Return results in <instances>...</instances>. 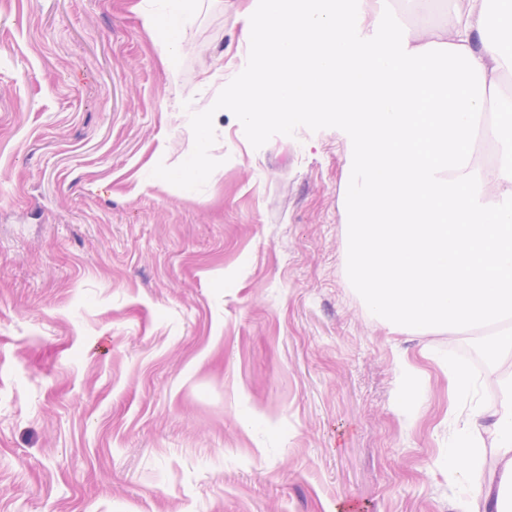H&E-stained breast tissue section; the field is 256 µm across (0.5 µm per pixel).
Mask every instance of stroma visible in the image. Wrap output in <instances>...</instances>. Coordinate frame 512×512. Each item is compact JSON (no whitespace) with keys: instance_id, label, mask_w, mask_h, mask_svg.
<instances>
[{"instance_id":"stroma-1","label":"stroma","mask_w":512,"mask_h":512,"mask_svg":"<svg viewBox=\"0 0 512 512\" xmlns=\"http://www.w3.org/2000/svg\"><path fill=\"white\" fill-rule=\"evenodd\" d=\"M147 2L0 0V512H456L438 359L483 377L495 327L371 318L340 129L256 149L224 109L202 189L152 177L193 149L178 103L240 73L256 4L200 0L174 87Z\"/></svg>"}]
</instances>
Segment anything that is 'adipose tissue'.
Returning <instances> with one entry per match:
<instances>
[{"label":"adipose tissue","mask_w":512,"mask_h":512,"mask_svg":"<svg viewBox=\"0 0 512 512\" xmlns=\"http://www.w3.org/2000/svg\"><path fill=\"white\" fill-rule=\"evenodd\" d=\"M197 7V0H163L156 9L141 12L143 29L158 35L157 45L166 65L170 82H177V59L184 51L180 30ZM501 387L505 402L494 413H485L480 405L467 412L453 415L454 433L448 443V480L461 494L457 499L460 512H507L504 488L512 486V374L496 371L476 379L465 364L448 365L450 397L476 395L480 381ZM492 442L498 450L495 470H488L484 459V444Z\"/></svg>","instance_id":"1"}]
</instances>
